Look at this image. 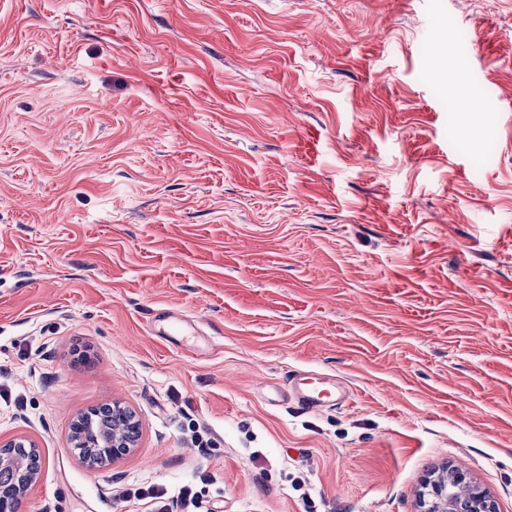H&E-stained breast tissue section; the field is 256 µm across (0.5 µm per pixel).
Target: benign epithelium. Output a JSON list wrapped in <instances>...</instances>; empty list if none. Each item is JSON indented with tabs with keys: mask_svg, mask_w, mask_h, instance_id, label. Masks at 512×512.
Segmentation results:
<instances>
[{
	"mask_svg": "<svg viewBox=\"0 0 512 512\" xmlns=\"http://www.w3.org/2000/svg\"><path fill=\"white\" fill-rule=\"evenodd\" d=\"M112 411L122 420L123 427L112 430V435L101 437L105 447L112 448V457L117 458L134 447L137 436V422L133 414L118 404ZM21 442H9L0 446V471H20L23 464L10 449L22 448ZM38 479L35 474L24 473L14 487L0 490V512H18L21 500L27 495ZM420 501V512H497L494 501L479 486L466 482L464 474L451 472L428 483Z\"/></svg>",
	"mask_w": 512,
	"mask_h": 512,
	"instance_id": "1",
	"label": "benign epithelium"
}]
</instances>
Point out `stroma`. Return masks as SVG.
<instances>
[{
	"instance_id": "stroma-1",
	"label": "stroma",
	"mask_w": 512,
	"mask_h": 512,
	"mask_svg": "<svg viewBox=\"0 0 512 512\" xmlns=\"http://www.w3.org/2000/svg\"><path fill=\"white\" fill-rule=\"evenodd\" d=\"M509 104L512 0H0L19 512H415L449 469L512 512ZM115 401L137 444L88 468ZM286 398L298 410L305 412L334 406L340 400L334 378L325 374L308 376L306 373H296L290 378Z\"/></svg>"
}]
</instances>
